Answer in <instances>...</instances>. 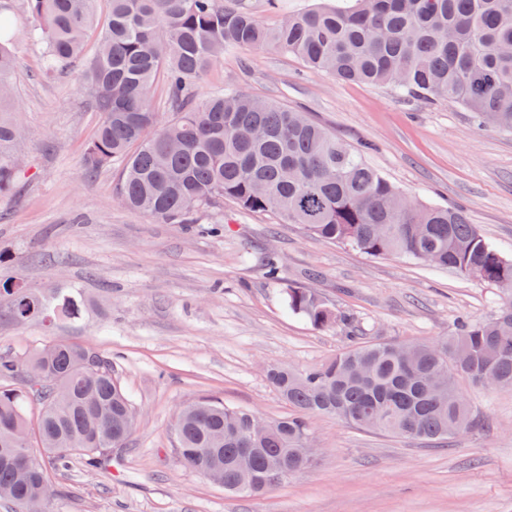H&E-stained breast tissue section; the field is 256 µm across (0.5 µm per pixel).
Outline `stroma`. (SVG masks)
I'll use <instances>...</instances> for the list:
<instances>
[{
  "label": "stroma",
  "instance_id": "obj_1",
  "mask_svg": "<svg viewBox=\"0 0 512 512\" xmlns=\"http://www.w3.org/2000/svg\"><path fill=\"white\" fill-rule=\"evenodd\" d=\"M19 182L0 196V282L53 299L79 290L81 316L17 323L0 299V354L25 357L58 339L112 364L137 421L100 468L73 459L50 470L63 499L50 512H512V387L460 380L475 425L447 445L309 419L316 465L258 495L227 496L185 468L170 435L186 405L217 399L274 420L289 407L267 371L316 368L356 340L406 343L449 335L458 315L490 320L494 285L397 256L373 258L324 243L299 225L225 203L223 216L159 224L117 201V170L86 177L83 156L101 120L74 70L48 76L33 20L9 11ZM235 88L308 112L409 196L460 206L512 256V133L478 125L442 99L336 80L267 48L225 53L199 97ZM223 219L221 234L204 224ZM313 288L357 326L317 329L285 309L265 272Z\"/></svg>",
  "mask_w": 512,
  "mask_h": 512
}]
</instances>
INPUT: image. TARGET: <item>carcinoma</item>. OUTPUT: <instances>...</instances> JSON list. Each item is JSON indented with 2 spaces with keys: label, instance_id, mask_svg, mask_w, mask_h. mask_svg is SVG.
<instances>
[{
  "label": "carcinoma",
  "instance_id": "cac0c4a2",
  "mask_svg": "<svg viewBox=\"0 0 512 512\" xmlns=\"http://www.w3.org/2000/svg\"><path fill=\"white\" fill-rule=\"evenodd\" d=\"M35 23L44 70L79 63L89 106L101 113L84 155L92 176L119 172L120 203L163 224H195L197 213L233 202L250 213H274L326 243L372 257L399 256L496 285L512 293V258L488 242L456 206L419 202L365 162L308 113L235 89L206 98L195 83L226 51L274 48L342 81L388 85L404 97L446 98L482 124L512 133V0H351L313 8L275 27L237 0H111L96 54L83 56L93 0H20ZM12 32L0 23V193L17 187L11 114L17 60ZM163 78L167 118L152 87ZM268 279L283 288L288 312L317 328L347 326L346 315L316 292L281 276L267 255ZM9 317L74 318L80 300L54 301L22 288ZM80 344L60 339L30 356H0V499L24 512L28 497L78 455L100 465L131 436L135 408L112 377L83 363ZM493 378L512 386V298L489 321L462 318L452 335L414 343H359L321 366L295 373L274 366L268 379L295 413L267 420L205 399L183 408L172 425L180 461L204 477L218 475L228 494H259L316 459L303 453L308 416L328 415L364 430L447 441L472 424L458 378ZM40 407L35 425L25 408ZM31 433L43 452L25 476L8 460L16 435ZM251 448L246 459L240 449Z\"/></svg>",
  "mask_w": 512,
  "mask_h": 512
}]
</instances>
